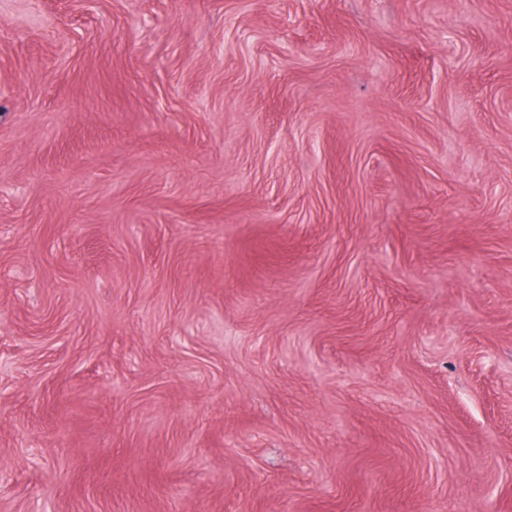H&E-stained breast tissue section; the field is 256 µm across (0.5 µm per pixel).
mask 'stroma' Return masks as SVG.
<instances>
[{
  "label": "stroma",
  "mask_w": 512,
  "mask_h": 512,
  "mask_svg": "<svg viewBox=\"0 0 512 512\" xmlns=\"http://www.w3.org/2000/svg\"><path fill=\"white\" fill-rule=\"evenodd\" d=\"M0 512H512V0H0Z\"/></svg>",
  "instance_id": "35a3bbf8"
}]
</instances>
